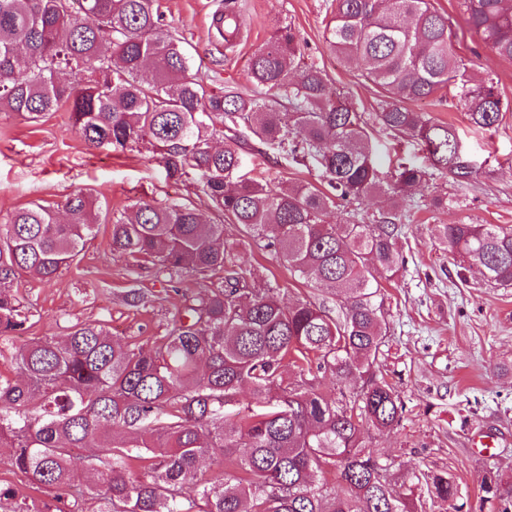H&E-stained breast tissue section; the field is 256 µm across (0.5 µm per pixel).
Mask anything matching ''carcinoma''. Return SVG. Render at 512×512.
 Masks as SVG:
<instances>
[{
	"label": "carcinoma",
	"instance_id": "carcinoma-1",
	"mask_svg": "<svg viewBox=\"0 0 512 512\" xmlns=\"http://www.w3.org/2000/svg\"><path fill=\"white\" fill-rule=\"evenodd\" d=\"M328 42L349 66H362L383 92L367 115L331 89L303 61L283 27L255 53V84L273 92L206 90L192 73L181 38L164 29L158 0H0V112L37 123L66 108L72 129L92 147L158 153L167 176L197 171L219 214L252 240H265L303 279L336 291L331 317L306 300L288 304L271 285L256 288L260 268L236 257L224 225L206 223L186 203L141 201L109 218L91 192L70 194L62 222L34 205L0 225V338L24 334L29 309L13 291L20 272L42 282L71 267L98 224L112 220L115 259L151 265L178 288L184 276H216L221 286L184 296L167 335L130 349L105 325L76 323L66 336L11 348L14 380L0 379V449L34 489H51L42 512H411L409 494L393 488L391 464L362 445L365 427L399 425L405 407L377 375L386 327L378 300L403 263L396 240L402 203L429 173H377L370 124L409 133L428 147L433 166L458 184L474 167L453 129L434 124L410 101L448 91L471 125L486 130L508 110L491 79L474 80L451 40L448 17L430 0H333ZM470 30L496 55L512 60V0H461ZM227 45L241 35L237 0H224ZM249 129L255 142L287 143L319 164L326 187H272L237 178L239 149H215L210 137ZM378 194L400 200L367 224L356 210L343 224L330 208ZM437 239L459 263L498 287L512 286V228L440 224ZM295 376H284L286 366ZM336 380L337 398L322 392ZM256 407L232 409L243 387ZM76 448H93L84 479L72 467ZM224 451L234 471L206 478L199 464ZM143 460L141 472L130 461ZM334 471L341 492L327 486ZM432 499L455 504L446 474L424 476ZM485 498L512 512V485L482 478Z\"/></svg>",
	"mask_w": 512,
	"mask_h": 512
}]
</instances>
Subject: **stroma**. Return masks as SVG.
Returning <instances> with one entry per match:
<instances>
[{
  "mask_svg": "<svg viewBox=\"0 0 512 512\" xmlns=\"http://www.w3.org/2000/svg\"><path fill=\"white\" fill-rule=\"evenodd\" d=\"M331 0H240L243 34L225 45L215 20L224 0H159L166 22L182 35L209 89L231 86L256 90L251 60L280 27L296 33L305 62L316 65L329 86L352 99L364 112L377 108L381 90L364 69L345 66L328 44ZM447 15L453 43L474 76L492 77L498 93L512 102V60L485 48L470 31L460 0H432ZM415 111L455 130L463 156L473 164L470 183L457 185L432 174L425 145L407 134L373 131L369 147L382 181L407 165L430 171L413 197L398 247L405 263L385 292L388 350L380 371L405 405L400 425L390 431L367 429L363 443L412 488L413 512H444L430 499L417 475L448 474L458 487L461 512H498L483 502L485 471L512 479V288L494 287L464 270L437 240L441 224H505L512 227V111L489 130L474 129L457 99L434 97L415 103ZM241 178L262 183L321 184L318 164L302 153L255 144L243 149ZM87 189L119 213L140 201L157 206L179 201L194 205L209 221L217 220L199 176L187 171L168 178L159 155L147 149L89 147L71 129L68 114L58 110L38 123L0 112V225L32 204L57 206L74 191ZM442 206H434V199ZM246 258L262 264L289 302L308 298L335 312L328 289L294 278L285 264L263 245L251 244ZM218 278H186L174 292L148 268L131 269L115 261L110 226L99 225L77 262L53 282L27 274L17 291L33 313L26 335L7 337L18 347L43 336L65 335L78 322L105 323L129 346L164 335L186 294L217 286ZM132 287L147 293L143 308L126 306L122 295Z\"/></svg>",
  "mask_w": 512,
  "mask_h": 512,
  "instance_id": "35a3bbf8",
  "label": "stroma"
}]
</instances>
